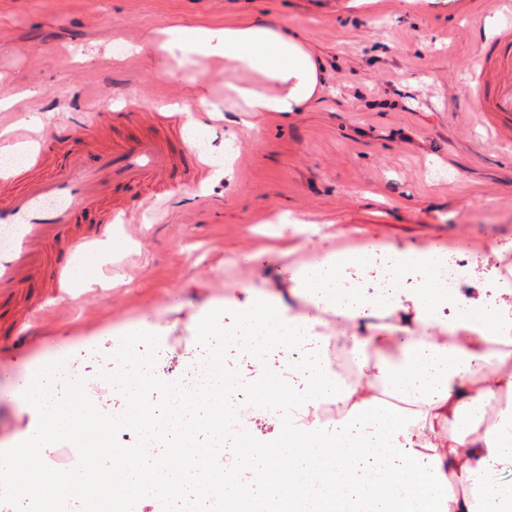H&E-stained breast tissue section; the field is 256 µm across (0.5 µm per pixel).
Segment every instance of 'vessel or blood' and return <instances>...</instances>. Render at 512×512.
Wrapping results in <instances>:
<instances>
[{
	"mask_svg": "<svg viewBox=\"0 0 512 512\" xmlns=\"http://www.w3.org/2000/svg\"><path fill=\"white\" fill-rule=\"evenodd\" d=\"M479 66L483 78L473 91L476 110L512 115L511 29L501 30L484 45ZM178 138V129L169 126L152 137L117 142L100 152L96 165L90 166L83 138L75 132L66 169L57 176L38 172L53 146L52 134L39 138L28 177L0 206V304L14 301L19 286L46 260L47 244L57 240L64 228L77 223L82 211L99 210L101 220L93 231L72 238L75 248L106 234L116 217L136 223L137 211L121 203L127 188L146 187L141 201L146 209L154 206L168 187L205 169L204 160L180 144ZM40 320L31 309H16L11 321L15 340L26 346L34 343Z\"/></svg>",
	"mask_w": 512,
	"mask_h": 512,
	"instance_id": "vessel-or-blood-1",
	"label": "vessel or blood"
}]
</instances>
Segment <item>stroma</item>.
<instances>
[{
    "label": "stroma",
    "mask_w": 512,
    "mask_h": 512,
    "mask_svg": "<svg viewBox=\"0 0 512 512\" xmlns=\"http://www.w3.org/2000/svg\"><path fill=\"white\" fill-rule=\"evenodd\" d=\"M275 18L323 65L318 99L302 111H224L211 62L164 49L173 26L220 30ZM508 22L488 0H0V81L12 125L34 115L129 110L108 139L142 137L155 106L213 113L193 132L211 163L197 182L167 192L165 215L113 224L116 250L88 246L87 280L50 290V264L17 300L53 311L45 337L16 350L0 335V449L36 430L18 393L30 368L66 354L72 374L108 415L124 398L103 373L120 330L157 334L156 373L180 380L207 356L196 325L212 310L245 308L252 288L287 296L310 252L358 237L383 248H448L468 240L476 278L512 281V122L475 111L469 91L484 42Z\"/></svg>",
    "instance_id": "1"
}]
</instances>
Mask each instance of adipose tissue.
Here are the masks:
<instances>
[{
	"label": "adipose tissue",
	"mask_w": 512,
	"mask_h": 512,
	"mask_svg": "<svg viewBox=\"0 0 512 512\" xmlns=\"http://www.w3.org/2000/svg\"><path fill=\"white\" fill-rule=\"evenodd\" d=\"M167 48L200 58L220 56L228 72L252 75L236 92L247 112H299L319 93L321 66L299 40L267 18L221 31L176 26ZM358 252L332 253L303 265L297 295L334 308L357 333L352 354L373 365L375 379L353 382L333 370L321 320L289 315L271 291H252L240 314L242 334L287 345L314 346L306 364L308 390L280 410L275 399L286 380L267 375L254 408L279 411L287 422L275 445L252 439L249 427L234 434L236 458L218 455L214 478L223 489L224 512H512V482H492L488 469L512 461V407L485 425L484 400L512 395V283L501 281L492 306L464 303L458 292L429 281L414 295L396 299L384 312L390 322L369 319L367 301L342 303L334 288L339 268L361 262ZM465 304L463 318L442 321L441 309ZM444 323L451 342L413 330ZM403 393L407 413L383 406L376 381ZM340 404L334 426L321 421L325 403ZM180 440L172 450L180 469L165 493L179 499L196 477L197 442L182 416L169 421ZM153 465L128 451L110 469L94 471L113 502L140 497Z\"/></svg>",
	"instance_id": "ef3b65f1"
}]
</instances>
